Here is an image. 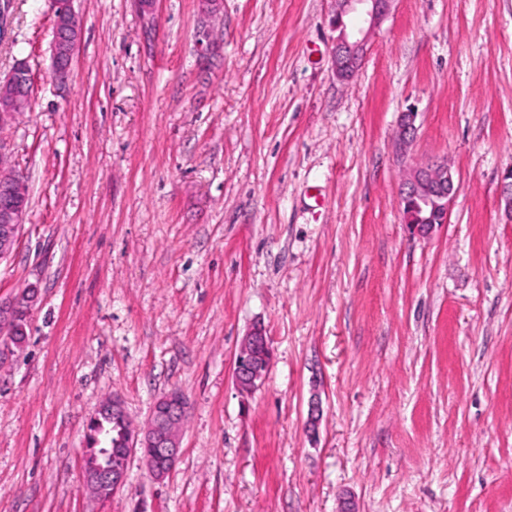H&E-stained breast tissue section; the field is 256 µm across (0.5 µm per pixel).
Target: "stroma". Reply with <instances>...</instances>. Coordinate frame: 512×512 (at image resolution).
<instances>
[{
  "instance_id": "1",
  "label": "stroma",
  "mask_w": 512,
  "mask_h": 512,
  "mask_svg": "<svg viewBox=\"0 0 512 512\" xmlns=\"http://www.w3.org/2000/svg\"><path fill=\"white\" fill-rule=\"evenodd\" d=\"M73 8L66 81L50 0H10L0 34V77L33 86L0 128L29 193L0 299L40 291L0 362V512H512V0H392L347 83L334 0ZM441 158L458 191L419 236L400 184ZM256 324L272 362L242 394ZM174 389L170 475L136 455L82 492L100 402L140 426ZM245 340L263 348L270 355L268 358L264 357L266 364L263 367L254 364L248 358L235 359L232 374L236 386L239 389L245 388L253 391L259 388L267 377L271 360V347L269 338L261 326H254L246 335Z\"/></svg>"
}]
</instances>
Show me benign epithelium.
Wrapping results in <instances>:
<instances>
[{
  "label": "benign epithelium",
  "instance_id": "7a95c632",
  "mask_svg": "<svg viewBox=\"0 0 512 512\" xmlns=\"http://www.w3.org/2000/svg\"><path fill=\"white\" fill-rule=\"evenodd\" d=\"M392 0H336V10L332 24L338 31L332 48V69L340 81L350 80L361 67L366 55L367 36L347 32L343 17L360 9L369 18L370 26H375L388 12ZM55 8V27L52 39V66L54 75L64 80L70 70L73 51L80 35V26L72 5H61L52 0ZM28 77V67L23 62L16 63L7 77L0 81L7 96L0 105L5 111L0 113V122L5 117L22 113L30 104L31 92H18V77ZM418 113H401L396 135V144L405 148L417 131ZM452 169L446 159L422 163L410 170L400 190L401 203L415 209L417 221L404 215L405 223L413 232L426 235L433 231L436 223H447L449 206L456 194ZM501 203L504 212L512 218V170L505 173L501 185ZM27 199L23 192V181L15 176L0 175V260L9 257L15 250L20 229L27 214ZM39 291L22 293L7 300H0V333L11 334L13 325L21 313H29L37 304ZM270 364H254L248 358H238L233 366V378L240 389L250 391L265 381ZM187 411L186 395L174 389L155 402L146 427L128 433L124 441L126 457L140 453L144 448L150 453L143 458L149 476L155 481L164 480L174 469L181 455L183 419ZM127 415L123 401L114 396L104 399L98 406L93 420L102 417H124ZM90 453H84L82 487L91 495L108 498L120 491L127 476V466H104L97 462L89 463Z\"/></svg>",
  "mask_w": 512,
  "mask_h": 512
}]
</instances>
